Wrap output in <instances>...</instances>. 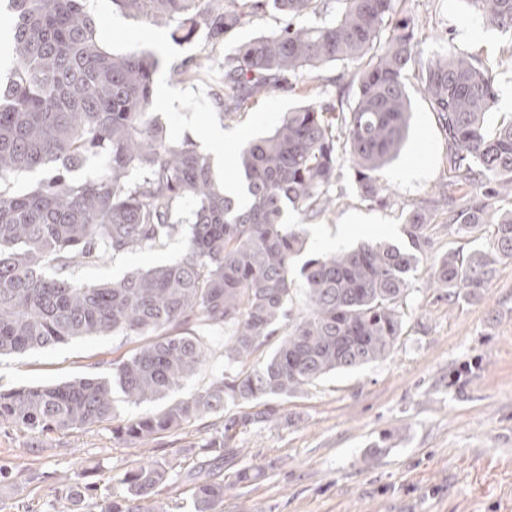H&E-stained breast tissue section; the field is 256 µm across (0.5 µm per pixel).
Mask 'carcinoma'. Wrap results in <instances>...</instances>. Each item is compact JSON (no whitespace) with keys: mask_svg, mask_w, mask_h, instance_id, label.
I'll use <instances>...</instances> for the list:
<instances>
[{"mask_svg":"<svg viewBox=\"0 0 512 512\" xmlns=\"http://www.w3.org/2000/svg\"><path fill=\"white\" fill-rule=\"evenodd\" d=\"M13 18L4 35L13 66L0 76V355L58 345L82 336H153L112 372L49 387L0 392V423L38 441L115 419L117 398L143 402L195 375L208 347L187 326L229 328L224 374L189 397L112 428L123 443H144L210 414L223 430L202 448L232 451L249 425L284 418L285 400L324 376L385 359L403 329L401 308L434 225L414 210L403 231L408 245L379 241L307 260L300 268L308 312L293 316L294 259L303 249L288 210L313 221L335 204L332 188L348 162L357 191L383 201L379 171L407 137V73L442 120L448 136V186L473 191L448 219L458 234L496 224L492 247L450 252L432 273L452 304L477 297L503 259H512V210L489 212V199L512 198V119L488 130L498 102L493 67L470 53L423 56L407 0H337L336 16L318 23L322 0H112L120 12L164 23L189 41H218L266 9L284 25L224 57L219 102L231 117L249 100L284 86L309 98L322 89L327 65H354L349 112L331 103L291 109L273 131L237 155L241 191L212 172L189 137L173 140L152 112L159 61L131 49L114 53L98 38L89 0H3ZM487 24L512 34V0H465ZM90 155L100 173L82 182L71 173ZM42 171L19 192L10 177ZM192 209L181 220L186 203ZM184 233L183 256L112 281L76 279L77 267L107 257L161 248ZM279 337L273 354L250 368L254 353ZM269 400L265 408L238 407ZM174 478L172 466L143 463L118 479L120 491L98 512H154L150 503ZM88 487L66 497L83 512ZM195 512H217L224 477L202 474Z\"/></svg>","mask_w":512,"mask_h":512,"instance_id":"1","label":"carcinoma"}]
</instances>
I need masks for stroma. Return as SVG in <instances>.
<instances>
[{"label": "stroma", "instance_id": "stroma-1", "mask_svg": "<svg viewBox=\"0 0 512 512\" xmlns=\"http://www.w3.org/2000/svg\"><path fill=\"white\" fill-rule=\"evenodd\" d=\"M100 20L99 38L113 52L131 47L160 61L155 75L153 114L174 139L191 137L200 151L222 159V181L237 178L240 147L276 126L300 98L278 89L250 100L234 119L213 101L224 80L225 55L279 25L267 13L224 35L218 44L205 37L176 41L170 27L122 14L112 0H89ZM425 55L446 51L494 56L506 36L469 11L465 0H408ZM212 59L191 78L173 72L192 59ZM412 119L402 149L380 179L384 202L363 200L350 174L336 186L335 209L302 223V259L327 253L318 231L342 236L343 247L364 242H401L406 213L430 206L448 181V139L436 112L409 80ZM220 127L226 137L205 140ZM495 227L480 225L460 235L439 212L430 249L413 274L403 306V334L387 358L352 371L330 374L281 404L284 421L248 428L242 451L224 465L221 512H512V259L502 261L479 299L449 304L431 284L435 264L451 251L489 248ZM184 239L175 236L157 250L121 254L76 271L84 281L115 280L177 260ZM194 331L209 346L201 370L167 399L118 402L126 420L164 407L206 388L224 371L227 330L197 323ZM140 336H87L21 355L0 356V391L51 386L75 378L108 374L114 359L132 354ZM216 415L185 423L147 445L114 439L111 424L58 435L31 447L27 435L0 426V463L17 473L0 489V512H63L61 486H90L95 504L117 479L143 460L165 461L178 472L155 497L161 512H194L192 484L208 455L201 445ZM249 469L252 480L239 485L235 473Z\"/></svg>", "mask_w": 512, "mask_h": 512}]
</instances>
